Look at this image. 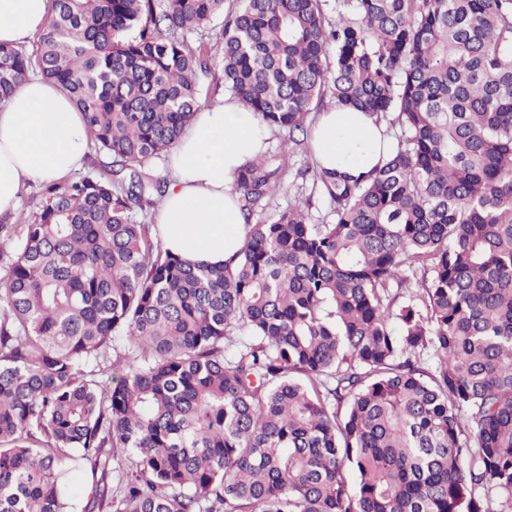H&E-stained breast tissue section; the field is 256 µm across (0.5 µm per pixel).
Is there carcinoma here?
<instances>
[{
  "label": "carcinoma",
  "instance_id": "1",
  "mask_svg": "<svg viewBox=\"0 0 512 512\" xmlns=\"http://www.w3.org/2000/svg\"><path fill=\"white\" fill-rule=\"evenodd\" d=\"M54 4L0 43V104L54 82L111 162L0 215V512H509L512 0H240L224 91L261 124L302 146L328 91L402 131L362 178L301 172L330 224L252 221L285 164L248 160L218 266L135 214L200 109L185 35L224 0Z\"/></svg>",
  "mask_w": 512,
  "mask_h": 512
}]
</instances>
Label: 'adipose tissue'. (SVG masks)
<instances>
[{"label": "adipose tissue", "instance_id": "adipose-tissue-1", "mask_svg": "<svg viewBox=\"0 0 512 512\" xmlns=\"http://www.w3.org/2000/svg\"><path fill=\"white\" fill-rule=\"evenodd\" d=\"M53 17L51 0H0V42L21 44ZM267 128L228 101L201 108L171 154L172 182L155 222L167 249L191 263L220 264L243 244L236 171L260 153ZM88 137L81 113L56 85L32 77L0 105V215L16 212L27 182H57L79 171ZM312 152L320 167L353 176L383 165L395 146L364 112L319 115Z\"/></svg>", "mask_w": 512, "mask_h": 512}]
</instances>
